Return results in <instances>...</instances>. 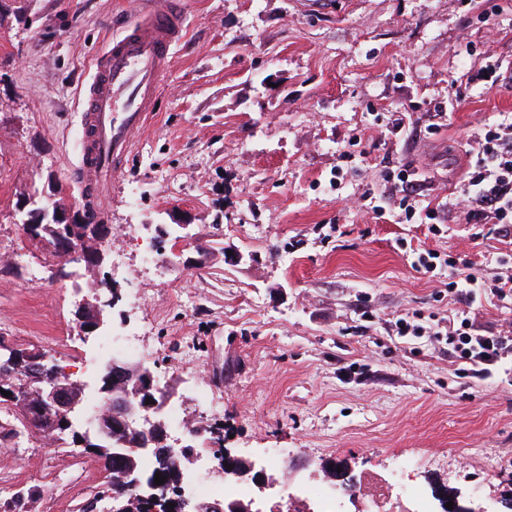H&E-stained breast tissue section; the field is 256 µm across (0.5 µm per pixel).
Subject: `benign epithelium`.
<instances>
[{"mask_svg":"<svg viewBox=\"0 0 512 512\" xmlns=\"http://www.w3.org/2000/svg\"><path fill=\"white\" fill-rule=\"evenodd\" d=\"M51 211L60 213L59 205L47 202L45 209L34 212L22 224L26 238L45 244L41 236L42 224L40 216ZM55 248L63 255L65 260L86 264L92 269L102 265L109 250L111 240L109 234L103 230L98 232L97 240L93 241L86 234H72L68 238L56 243ZM118 299L117 292H112V298L101 300L95 298L90 301L82 299L77 306V319L82 336L89 337L101 331L112 328L111 309ZM50 355L44 351H35L30 354L28 363L20 368V374L3 373L0 375V389L10 393L7 400L10 404L26 406L29 417H47L50 428L39 430L41 436L48 440L58 430L63 429L61 423L71 427L73 420L82 418L85 399H83L89 383L78 378L75 373L67 372L59 367L52 369L44 366ZM106 377L123 382L116 388L112 384L98 387L100 409L94 415L98 422L94 426L96 435L107 442L113 437V430L125 427L129 430L139 431L146 436L142 444L117 442L115 446L106 449L110 465L119 470H125L129 461L143 455L156 456L165 461L176 462V479L173 482H164L157 485L154 482L155 474L159 470L144 473L141 469L132 468L122 475L121 480L111 483L112 512H136V510L149 509L157 512L158 508L169 507V501H174L180 512H263L257 507L254 500L242 501H214L197 502L183 495L181 484L185 476L189 475L192 457L189 448L193 447V439L197 429L189 428L184 438L169 443L167 424L163 415V399L159 396V387L154 383L151 369L143 364L131 367L126 362L114 357L112 364L107 368ZM224 461L231 468L224 470L226 477H246L254 475L255 483L264 489L275 483V477L267 475L264 469H256V461H249L248 468H242L240 457H224ZM498 507L486 508L480 504L476 506L459 504L453 500L451 512H509L512 509L511 500L497 501Z\"/></svg>","mask_w":512,"mask_h":512,"instance_id":"benign-epithelium-1","label":"benign epithelium"}]
</instances>
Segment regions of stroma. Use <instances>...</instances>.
Wrapping results in <instances>:
<instances>
[{"mask_svg":"<svg viewBox=\"0 0 512 512\" xmlns=\"http://www.w3.org/2000/svg\"><path fill=\"white\" fill-rule=\"evenodd\" d=\"M186 2L155 109L103 198L111 252L78 293L21 225L53 193L82 207L84 87L109 18L141 0H0V338L98 377L76 308L114 287L113 322L137 331L139 361L219 433L194 478L218 480L227 451L285 456L310 483L334 462L395 477L406 460L461 504L512 498V360L469 378L431 337L394 330L414 310L455 318L447 258L488 279L512 253L460 204L468 134L512 116V84L476 77L512 61V0ZM407 165L426 180L423 202L444 207L436 231L388 195ZM173 224L188 241L178 278L142 260L172 248ZM429 249L440 263L416 271ZM202 390L217 411H198ZM22 489L28 512L112 497L103 460L29 432L0 442V499Z\"/></svg>","mask_w":512,"mask_h":512,"instance_id":"35a3bbf8","label":"stroma"}]
</instances>
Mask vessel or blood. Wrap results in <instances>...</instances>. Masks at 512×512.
<instances>
[{
	"mask_svg": "<svg viewBox=\"0 0 512 512\" xmlns=\"http://www.w3.org/2000/svg\"><path fill=\"white\" fill-rule=\"evenodd\" d=\"M182 0H147L140 19L123 23L99 54L85 88L82 150L73 173L86 207L101 214V185L123 166L134 131L151 112L183 33Z\"/></svg>",
	"mask_w": 512,
	"mask_h": 512,
	"instance_id": "b4317fda",
	"label": "vessel or blood"
}]
</instances>
